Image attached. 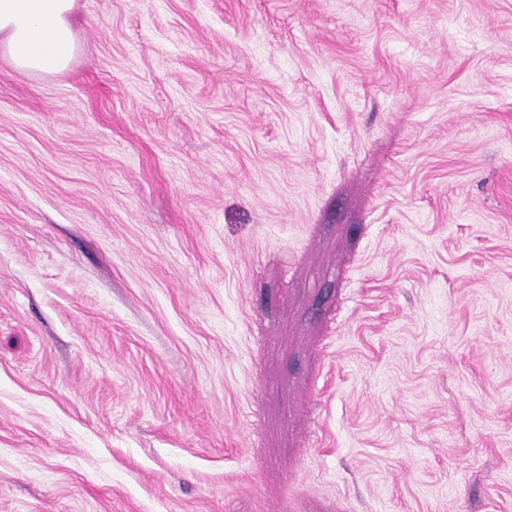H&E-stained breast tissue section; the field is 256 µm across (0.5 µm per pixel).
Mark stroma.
Masks as SVG:
<instances>
[{
  "mask_svg": "<svg viewBox=\"0 0 512 512\" xmlns=\"http://www.w3.org/2000/svg\"><path fill=\"white\" fill-rule=\"evenodd\" d=\"M0 53V512H512V0H76ZM75 0H0V49L20 73H60L75 54Z\"/></svg>",
  "mask_w": 512,
  "mask_h": 512,
  "instance_id": "1",
  "label": "stroma"
}]
</instances>
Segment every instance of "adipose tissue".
Listing matches in <instances>:
<instances>
[{"instance_id": "obj_1", "label": "adipose tissue", "mask_w": 512, "mask_h": 512, "mask_svg": "<svg viewBox=\"0 0 512 512\" xmlns=\"http://www.w3.org/2000/svg\"><path fill=\"white\" fill-rule=\"evenodd\" d=\"M75 0H0V52L18 72L60 73L75 54Z\"/></svg>"}]
</instances>
